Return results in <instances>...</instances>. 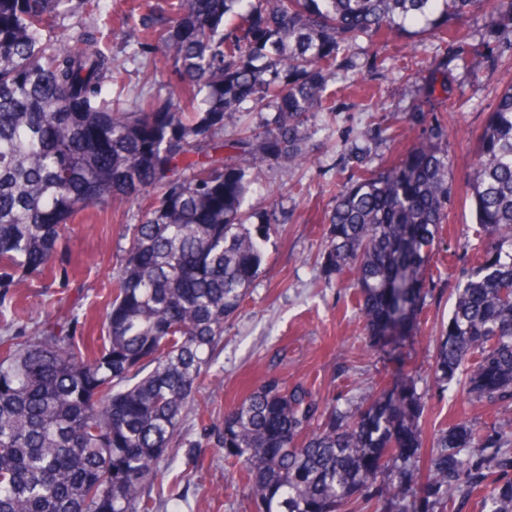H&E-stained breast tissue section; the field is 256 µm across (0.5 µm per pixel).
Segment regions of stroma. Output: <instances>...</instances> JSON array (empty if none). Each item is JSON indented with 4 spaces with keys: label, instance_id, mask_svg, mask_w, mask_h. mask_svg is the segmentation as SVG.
I'll return each instance as SVG.
<instances>
[{
    "label": "stroma",
    "instance_id": "stroma-1",
    "mask_svg": "<svg viewBox=\"0 0 512 512\" xmlns=\"http://www.w3.org/2000/svg\"><path fill=\"white\" fill-rule=\"evenodd\" d=\"M127 0H110L114 62L123 73L129 104L167 100L175 77H160V52L128 44ZM485 55L469 68L453 64V48L434 32L358 42L339 56L329 79L336 109L315 114L308 134L312 150L300 167L262 163L249 200L258 210L275 207L278 231L265 245L258 277L208 361L168 455L167 477L149 494L157 512H252L248 491L229 472L214 435L225 413L263 381L305 384L322 400L343 394L359 403L378 384L412 386L424 398L419 420L425 434L435 426L489 417L512 421V405L490 412L455 385L433 384L436 344L448 325L456 287L484 247L467 199V176L477 138L501 94L512 87V31L487 18L467 20ZM448 64L447 92L430 93L426 81L408 80L407 68ZM380 89L369 97L365 84ZM439 142L451 160L448 221L426 271L419 311L404 342L403 363L373 342L348 276L325 278L318 257L327 244V214L335 186L356 165L369 168L401 158L411 148ZM141 217L136 199L118 200L102 212L68 224L51 270L15 291L16 312L0 321V335L39 336L67 330L76 344L102 333L101 312L128 246V228Z\"/></svg>",
    "mask_w": 512,
    "mask_h": 512
}]
</instances>
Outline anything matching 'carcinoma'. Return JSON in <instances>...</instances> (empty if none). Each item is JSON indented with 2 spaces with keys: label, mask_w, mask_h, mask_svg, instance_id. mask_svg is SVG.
<instances>
[{
  "label": "carcinoma",
  "mask_w": 512,
  "mask_h": 512,
  "mask_svg": "<svg viewBox=\"0 0 512 512\" xmlns=\"http://www.w3.org/2000/svg\"><path fill=\"white\" fill-rule=\"evenodd\" d=\"M72 0H0V316L11 288L49 269L88 209L145 196L112 289L102 343L48 331L0 339V512H154L148 485L191 406L201 370L260 272L275 209H244L251 162L296 166L306 125L336 111L328 77L358 39L424 22L468 67L480 44L460 25L483 11L512 30V0H165L157 46L178 76L163 104L129 108L97 30L53 33ZM267 116L256 126L243 121ZM238 127L224 139V125ZM448 152L359 167L335 193L320 255L351 277L373 340L414 311L446 220ZM468 185L488 243L459 282L433 379L487 407L512 403V87L478 139ZM421 398L380 386L365 403H322L268 380L224 414V460L253 512H512V424L436 431L423 464ZM384 479H379V476Z\"/></svg>",
  "instance_id": "cac0c4a2"
}]
</instances>
